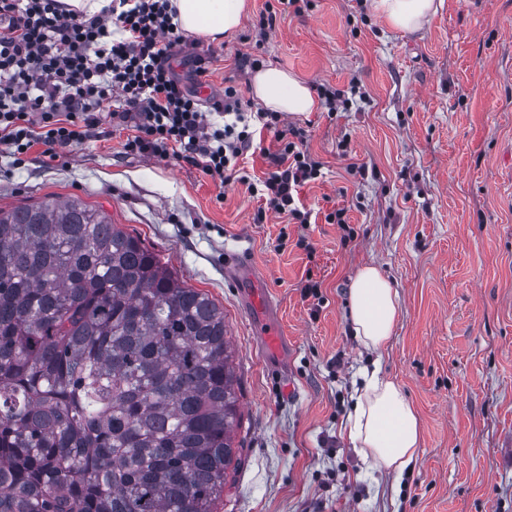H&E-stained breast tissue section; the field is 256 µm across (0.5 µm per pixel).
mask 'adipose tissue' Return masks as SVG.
Returning <instances> with one entry per match:
<instances>
[{"label": "adipose tissue", "instance_id": "adipose-tissue-1", "mask_svg": "<svg viewBox=\"0 0 512 512\" xmlns=\"http://www.w3.org/2000/svg\"><path fill=\"white\" fill-rule=\"evenodd\" d=\"M173 18L188 35L207 42L221 40L239 25L246 0H171ZM443 0H374L376 12L396 30L415 31L442 7ZM251 92L257 104L273 112L303 114L318 102L303 80L277 67L258 70ZM398 294L390 281L372 265L358 270L349 288V330L365 348L382 352L391 337L397 316ZM345 433L364 456L396 472H403L419 445L418 417L393 381L378 372L366 375L356 391L353 415Z\"/></svg>", "mask_w": 512, "mask_h": 512}]
</instances>
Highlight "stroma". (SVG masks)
Returning <instances> with one entry per match:
<instances>
[{"label": "stroma", "instance_id": "obj_1", "mask_svg": "<svg viewBox=\"0 0 512 512\" xmlns=\"http://www.w3.org/2000/svg\"><path fill=\"white\" fill-rule=\"evenodd\" d=\"M248 2L233 33L194 47L209 69L203 106L230 84L250 96L255 58L364 94L344 112L285 118L323 165L299 190L309 223L272 212L255 223L246 185L124 155L121 129L48 164L36 148L22 164L0 160V208L80 199L223 309L242 464L217 512H512V0H444L415 32L389 27L371 0H308L264 32L266 0ZM339 209L345 223L328 222ZM232 252L263 272L280 310L284 371L224 273ZM365 265L399 294L380 355L347 327V288ZM308 283L320 301L303 298ZM373 368L420 418L400 475L342 434Z\"/></svg>", "mask_w": 512, "mask_h": 512}]
</instances>
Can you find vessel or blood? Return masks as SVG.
Listing matches in <instances>:
<instances>
[{"instance_id":"vessel-or-blood-1","label":"vessel or blood","mask_w":512,"mask_h":512,"mask_svg":"<svg viewBox=\"0 0 512 512\" xmlns=\"http://www.w3.org/2000/svg\"><path fill=\"white\" fill-rule=\"evenodd\" d=\"M224 269L241 288L244 303L260 327L266 352L276 361H286L288 343L281 337L278 309L266 293L261 271L238 258L226 259Z\"/></svg>"}]
</instances>
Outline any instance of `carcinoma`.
Wrapping results in <instances>:
<instances>
[{
	"label": "carcinoma",
	"instance_id": "1",
	"mask_svg": "<svg viewBox=\"0 0 512 512\" xmlns=\"http://www.w3.org/2000/svg\"><path fill=\"white\" fill-rule=\"evenodd\" d=\"M224 310L78 200L0 208V512H215Z\"/></svg>",
	"mask_w": 512,
	"mask_h": 512
}]
</instances>
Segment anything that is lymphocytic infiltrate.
<instances>
[{
  "label": "lymphocytic infiltrate",
  "instance_id": "lymphocytic-infiltrate-1",
  "mask_svg": "<svg viewBox=\"0 0 512 512\" xmlns=\"http://www.w3.org/2000/svg\"><path fill=\"white\" fill-rule=\"evenodd\" d=\"M175 14L170 0H112L92 17L66 12L60 0H0V152L16 159L39 145L53 160L110 124L128 129L125 154L173 158L247 184L266 201L256 221L272 211L306 223L298 189L320 177L321 164L305 150L302 128L232 85L202 111L171 65L188 44ZM263 130L279 148L255 180L241 160Z\"/></svg>",
  "mask_w": 512,
  "mask_h": 512
}]
</instances>
